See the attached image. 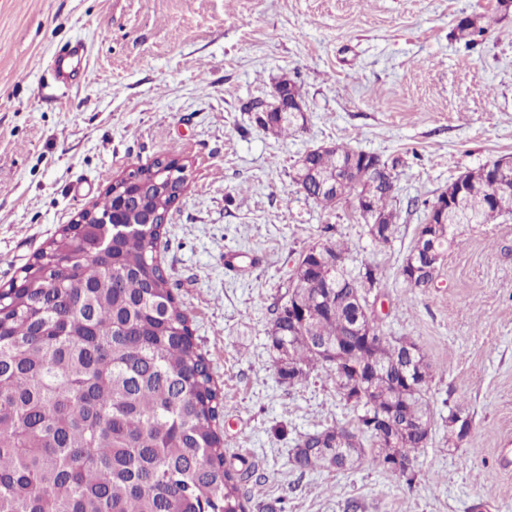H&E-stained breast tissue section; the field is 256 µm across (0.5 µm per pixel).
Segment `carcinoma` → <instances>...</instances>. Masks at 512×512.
I'll return each mask as SVG.
<instances>
[{
  "label": "carcinoma",
  "instance_id": "obj_1",
  "mask_svg": "<svg viewBox=\"0 0 512 512\" xmlns=\"http://www.w3.org/2000/svg\"><path fill=\"white\" fill-rule=\"evenodd\" d=\"M280 134L296 127L293 114L267 113ZM369 153L341 145L305 154L317 175L341 164L361 165ZM142 207L125 224H100L112 205L108 194L82 218L84 240L103 241V255L75 246L74 225L65 226L22 270L19 287L0 292V512H246L244 483L252 466L236 469L224 458L217 420L224 396L209 361L194 342L188 319L170 288L157 256L163 224L146 223L156 210L169 214L183 180H170L160 159L134 169ZM505 183L512 169L498 162L465 173ZM366 194L384 219L368 225L378 243L391 241L397 215L385 175L356 177L347 194ZM512 213V201L494 205L470 198L466 223L489 224ZM455 245L453 225L427 235L419 226L410 254L418 274L409 280L426 288L442 254ZM335 293L327 303L318 289L302 294L304 321L288 320V307L272 320L269 338L278 353L279 377L292 384L316 364L333 368L336 390L360 410L357 427L310 433L295 447L300 470L347 472L365 457L361 437L374 439L372 461L381 469L394 456L414 459L427 445L424 429L388 445L379 410L403 420L431 424L427 400L430 366L422 353L408 354L401 338L381 334L362 345L356 316L367 307L370 270L342 265L333 274ZM413 371V384L400 372Z\"/></svg>",
  "mask_w": 512,
  "mask_h": 512
}]
</instances>
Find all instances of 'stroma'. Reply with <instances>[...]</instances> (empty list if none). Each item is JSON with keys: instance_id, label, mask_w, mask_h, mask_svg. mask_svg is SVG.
Returning a JSON list of instances; mask_svg holds the SVG:
<instances>
[{"instance_id": "obj_1", "label": "stroma", "mask_w": 512, "mask_h": 512, "mask_svg": "<svg viewBox=\"0 0 512 512\" xmlns=\"http://www.w3.org/2000/svg\"><path fill=\"white\" fill-rule=\"evenodd\" d=\"M484 32L455 38L463 18ZM82 43L86 80L48 74ZM307 121L262 126L275 85ZM343 145L393 167L396 226L372 240L351 200L325 208L294 180L301 157ZM512 155V10L497 0H0V289L129 169H188L160 254L194 341L224 392V456L252 464L249 512H512V214L460 224L430 287L401 274L427 206L460 174ZM340 241L386 336L431 368L434 422L419 477L364 463L300 473L306 434L354 426L333 374L282 382L268 331L300 257ZM237 255L235 270L224 266ZM470 434L448 441V409Z\"/></svg>"}]
</instances>
